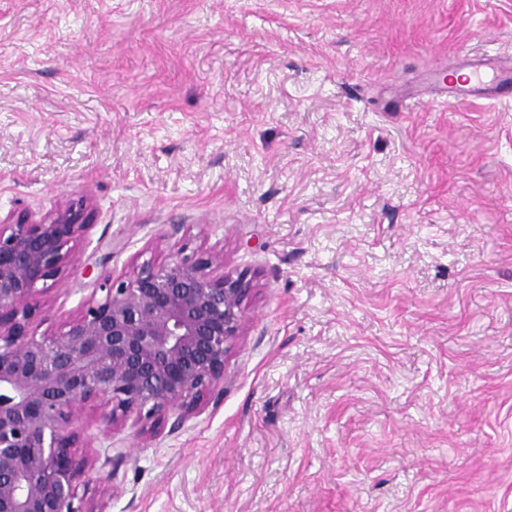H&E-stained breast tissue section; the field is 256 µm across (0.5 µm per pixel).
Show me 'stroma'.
<instances>
[{"instance_id": "1", "label": "stroma", "mask_w": 512, "mask_h": 512, "mask_svg": "<svg viewBox=\"0 0 512 512\" xmlns=\"http://www.w3.org/2000/svg\"><path fill=\"white\" fill-rule=\"evenodd\" d=\"M512 0H0V218L90 197L32 329L176 251L255 288L106 512H512Z\"/></svg>"}]
</instances>
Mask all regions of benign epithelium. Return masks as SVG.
<instances>
[{"instance_id": "benign-epithelium-1", "label": "benign epithelium", "mask_w": 512, "mask_h": 512, "mask_svg": "<svg viewBox=\"0 0 512 512\" xmlns=\"http://www.w3.org/2000/svg\"><path fill=\"white\" fill-rule=\"evenodd\" d=\"M95 217L90 198L43 214L0 219V512H102L112 498L125 426L158 436L224 395V360L242 335L254 284L225 269L224 252L173 254L90 297L67 329L30 324L48 281L74 262L70 243ZM97 402L103 428L88 434L81 405ZM98 446H93V443Z\"/></svg>"}]
</instances>
